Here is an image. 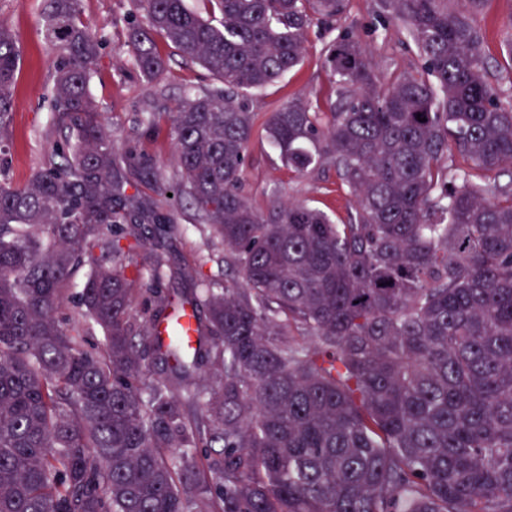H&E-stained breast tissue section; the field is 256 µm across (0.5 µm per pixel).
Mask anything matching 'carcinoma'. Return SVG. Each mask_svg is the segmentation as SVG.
Instances as JSON below:
<instances>
[{"label": "carcinoma", "mask_w": 512, "mask_h": 512, "mask_svg": "<svg viewBox=\"0 0 512 512\" xmlns=\"http://www.w3.org/2000/svg\"><path fill=\"white\" fill-rule=\"evenodd\" d=\"M79 2L42 8L61 144L23 186L4 178L21 51L0 20V512H512V185L487 179L512 166V102L487 78V0H378L424 59L385 86L339 25L348 0H204L208 19L132 0L136 75L166 71L161 36L216 81L139 119L170 123L169 186L100 120ZM314 24L337 103L290 101L265 132L294 172L336 167L347 224L244 190L249 98ZM144 186L185 199L240 277L201 275L175 306L147 225H181ZM187 309L191 348L156 338Z\"/></svg>", "instance_id": "carcinoma-1"}]
</instances>
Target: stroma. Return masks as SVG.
I'll list each match as a JSON object with an SVG mask.
<instances>
[{"instance_id":"1","label":"stroma","mask_w":512,"mask_h":512,"mask_svg":"<svg viewBox=\"0 0 512 512\" xmlns=\"http://www.w3.org/2000/svg\"><path fill=\"white\" fill-rule=\"evenodd\" d=\"M376 0H350L342 27L361 39L379 67L382 83H390L403 73H418L422 61L403 33L385 32L375 15ZM82 19L101 37L103 48L94 67L90 89L103 106V121L117 146L136 144L152 155L166 180H174L178 166L167 122L153 129L136 123L148 111L157 90H164L170 107H177L188 95L212 84V77L197 61L174 52L165 41H158L168 68L159 82L127 76L131 62L124 45L131 25L143 23L131 0H81ZM37 0H0V19L20 39L21 64L17 75L9 141L8 180L24 184L54 152L58 140L50 126L52 111L53 56L44 39ZM484 37L490 63L489 78L502 89L512 88V57L507 44L512 41V0H487L475 18ZM326 35L319 28L308 33L307 52L301 66L285 78L253 95L249 101L255 114V133L247 150L244 183L247 197L259 212H268L274 201H299L327 212L335 223H347L353 212V199L334 167H324L310 175H298L284 167L270 148L264 132L271 112L289 100L302 98L329 110L336 99L335 85L325 65ZM179 221L187 227L183 235H166L165 225L152 231L165 243L174 269L167 281L169 293L181 288L185 277L203 274L223 277L224 267L211 261L195 265L196 257L207 255L208 236L193 227L190 212Z\"/></svg>"}]
</instances>
